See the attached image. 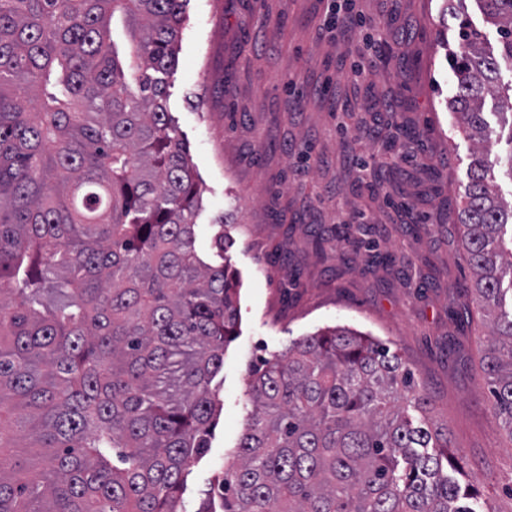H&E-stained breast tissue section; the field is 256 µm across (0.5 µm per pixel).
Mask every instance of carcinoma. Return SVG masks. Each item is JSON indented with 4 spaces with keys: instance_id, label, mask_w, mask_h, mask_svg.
I'll list each match as a JSON object with an SVG mask.
<instances>
[{
    "instance_id": "cac0c4a2",
    "label": "carcinoma",
    "mask_w": 512,
    "mask_h": 512,
    "mask_svg": "<svg viewBox=\"0 0 512 512\" xmlns=\"http://www.w3.org/2000/svg\"><path fill=\"white\" fill-rule=\"evenodd\" d=\"M186 0H0V512H180L211 446L237 281L196 250L199 191L171 124ZM448 111L473 144L462 243L496 312L484 371L512 441V201L486 99L512 68V0H475ZM122 18L121 53L110 23ZM235 462L195 512H473L402 359L345 326L250 369Z\"/></svg>"
}]
</instances>
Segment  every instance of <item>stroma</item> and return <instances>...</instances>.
<instances>
[{"label":"stroma","mask_w":512,"mask_h":512,"mask_svg":"<svg viewBox=\"0 0 512 512\" xmlns=\"http://www.w3.org/2000/svg\"><path fill=\"white\" fill-rule=\"evenodd\" d=\"M354 6L361 37L346 48L318 38L322 0H187L166 107L202 191L196 245L209 252L220 231L232 243L240 331L184 512L234 458L250 368L336 325L405 361L476 480L474 512H512V440L481 367L488 320L458 316L473 282L458 221L472 143L448 111L447 2ZM380 27L386 41L370 47ZM327 77L332 110L315 91Z\"/></svg>","instance_id":"stroma-1"}]
</instances>
